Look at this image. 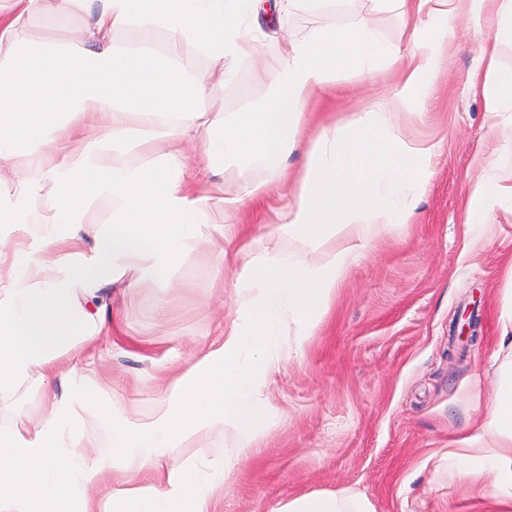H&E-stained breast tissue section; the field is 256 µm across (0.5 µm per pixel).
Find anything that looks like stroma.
<instances>
[{
  "mask_svg": "<svg viewBox=\"0 0 512 512\" xmlns=\"http://www.w3.org/2000/svg\"><path fill=\"white\" fill-rule=\"evenodd\" d=\"M360 21L390 44L405 41L401 19L377 11L372 0H341L335 10L295 9L269 28L257 55L202 59L192 43L175 52L210 84L208 111L228 116L263 101L270 68L287 40L326 24ZM439 63L423 94L391 118L397 142L439 143L431 176L413 214L399 220L362 252L337 284L329 307L299 345L268 392L270 419L257 429L242 460L215 494L216 512H277L295 497L341 491L365 494L377 512H483L466 491L467 474L448 468L456 440L474 435L488 409L495 369L507 359L500 346L499 314L512 289V210L491 189L482 203L480 236L468 234L470 192L483 163L504 149L490 131L480 48L492 30L467 17L452 23ZM495 41V40H494ZM399 69L357 84L346 75L315 92L317 123L371 112L394 96ZM278 189L249 209L213 211L212 221L237 232H261L277 221ZM225 250L223 267L213 254ZM240 261L235 246L199 243L171 270L169 280L142 275L112 287L111 335L76 352V375L104 396L120 395L128 413L143 417L162 389L224 340V323L238 308L232 285ZM477 324L478 340L461 351L458 318ZM38 382L30 380L0 402V424L44 421ZM231 434L215 427L189 441L163 467L222 455Z\"/></svg>",
  "mask_w": 512,
  "mask_h": 512,
  "instance_id": "stroma-1",
  "label": "stroma"
}]
</instances>
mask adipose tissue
<instances>
[{
  "label": "adipose tissue",
  "instance_id": "1",
  "mask_svg": "<svg viewBox=\"0 0 512 512\" xmlns=\"http://www.w3.org/2000/svg\"><path fill=\"white\" fill-rule=\"evenodd\" d=\"M485 0H375L409 29L404 46L360 23L328 25L290 40L258 80L271 97L232 117L205 108L210 88L170 51L190 41L208 59L249 56L268 9L312 12L336 0H0V224L18 237L0 249V400L32 377L50 417L0 427V512H214V494L253 441L267 412L269 382L291 324L308 330L328 306L361 250L412 213L429 179L434 143L386 141L383 116L366 112L322 126L298 186L282 196L271 232L251 235L234 285L244 306L224 343L163 390L146 417L126 416L121 397L103 405L87 383L61 393L74 344L112 333L106 291L128 273L158 275L187 253L212 209L238 210L268 191L243 183L189 193L182 143L202 141L206 167L259 163L280 170L308 116L312 93L344 72L358 82L402 64L389 110L417 97L448 40L452 17L483 25ZM84 20V37L36 43L39 19ZM491 117L512 112V72L489 64L482 82ZM147 163L132 162L137 153ZM101 221H89L90 213ZM90 418L108 444L77 427ZM224 425L236 440L215 460L166 474L160 487L132 478L177 454L200 432ZM480 432L458 440L448 458L475 463L471 495L490 512H512V364L504 366ZM125 482L108 484L112 472ZM103 487L88 499L87 489ZM279 512H376L362 494L302 495Z\"/></svg>",
  "mask_w": 512,
  "mask_h": 512
}]
</instances>
